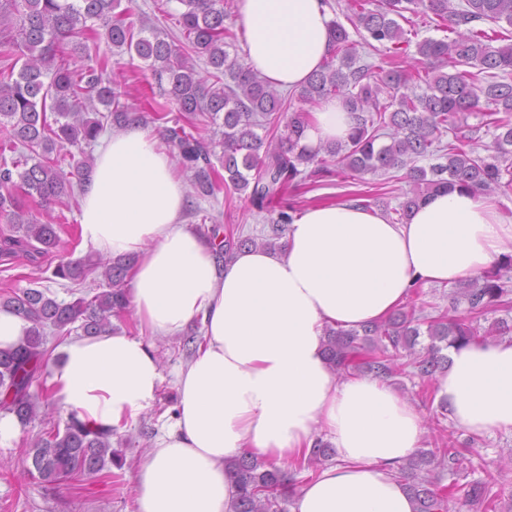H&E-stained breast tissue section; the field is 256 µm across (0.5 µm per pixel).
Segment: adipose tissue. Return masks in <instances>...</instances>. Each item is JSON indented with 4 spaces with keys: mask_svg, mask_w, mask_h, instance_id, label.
I'll list each match as a JSON object with an SVG mask.
<instances>
[{
    "mask_svg": "<svg viewBox=\"0 0 512 512\" xmlns=\"http://www.w3.org/2000/svg\"><path fill=\"white\" fill-rule=\"evenodd\" d=\"M245 63L272 85H304L328 57L324 0H237ZM338 99L318 105L304 137L319 149L349 136ZM186 197L169 154L133 123L106 138L83 186L84 245L135 259L128 285L143 330L72 336L56 350V404L97 429L122 430L152 408L163 374L144 333L203 342L177 373L172 428L136 473L135 512H234L231 460L284 468L325 434L336 462L298 492L292 512H414L396 468L419 448L423 418L387 381L341 378L324 357L326 327L384 319L422 284L451 285L512 252V220L493 197L436 193L403 224L352 202L305 208L283 249H245L219 265L183 220ZM437 381L456 428L512 431V341L449 349Z\"/></svg>",
    "mask_w": 512,
    "mask_h": 512,
    "instance_id": "1",
    "label": "adipose tissue"
}]
</instances>
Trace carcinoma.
Listing matches in <instances>:
<instances>
[{"instance_id":"carcinoma-1","label":"carcinoma","mask_w":512,"mask_h":512,"mask_svg":"<svg viewBox=\"0 0 512 512\" xmlns=\"http://www.w3.org/2000/svg\"><path fill=\"white\" fill-rule=\"evenodd\" d=\"M348 0L347 21L359 36L353 40L338 21L330 24L333 51L322 68L301 87L299 98L319 104L336 98L354 115L355 126L343 143L325 144L313 151L301 144L311 115L292 108L284 96L224 47L235 33L225 24L231 12L224 0H179L180 35L144 26L135 28L121 0H0V258L40 266L53 253L64 231L63 215L41 222L29 217L30 205L44 211L68 208L76 191L90 177L93 165L85 148L107 126L124 128L130 122L166 120L173 106L179 120L162 129L181 168L191 173L195 196L211 197L220 187L248 193L259 213L282 198L297 180L314 183L339 178L347 183L366 172L407 169L413 189L393 208L397 221L408 220L423 200L440 190L467 189L488 193L512 187V43L498 40L484 29L490 23L512 27V0ZM433 15L450 36L425 38L416 45L418 58L405 65L393 54L380 64L367 62L360 49L373 51L389 44L407 43L400 21L406 14ZM105 36L112 47L134 54L156 81L158 98L148 114L127 98L122 84L108 71L109 59L76 66L90 58V45ZM205 56L211 70H197L194 57ZM231 82H224V76ZM422 81L423 93H408ZM482 115V125L493 141L482 156L466 133L465 119ZM222 127L220 139L206 140L193 133L200 119ZM452 139L442 143L443 133ZM388 141L382 143L380 139ZM12 153L6 158L5 152ZM63 151L74 162L67 174L54 154ZM440 154L443 162L424 168L415 162ZM224 168L219 176L213 159ZM224 185H219V182ZM297 209L282 207L270 225L272 241L284 237ZM208 233L222 238L216 258L229 259L234 251L255 247L209 217ZM131 258L103 260L86 257L60 259L52 275L83 283L102 269L107 289H87L72 302L59 301L47 290L24 288L6 294L1 305L31 323L28 336L14 350L0 351V411L14 415L25 426L37 416V398L50 406L44 387L51 350L45 328L65 336L77 329L86 336L112 326L130 305L127 280ZM512 254L497 267L448 292V308L422 319L415 306L388 318L352 329H328L326 357L340 376L370 374L383 380L397 375L418 379L429 391L436 374L447 368L441 351L488 341L493 333L512 334V324L500 319L495 331H481L489 312L512 310ZM427 325L430 342L415 350ZM112 432L93 430L74 414L64 429L51 428L27 451L29 472L46 484L74 480L102 472L112 457ZM471 440H448L435 450H418L396 473L408 486L415 512H448V498L459 512H496L501 497L493 477L464 486L444 485L429 476L437 464L451 473L475 471ZM334 451L323 437L316 438L311 455L293 472L282 471L254 456L236 459L231 472L237 486L236 512H285L296 493L297 476L315 478Z\"/></svg>"}]
</instances>
